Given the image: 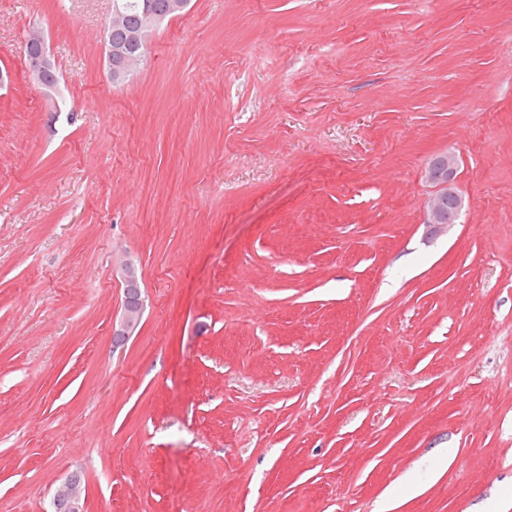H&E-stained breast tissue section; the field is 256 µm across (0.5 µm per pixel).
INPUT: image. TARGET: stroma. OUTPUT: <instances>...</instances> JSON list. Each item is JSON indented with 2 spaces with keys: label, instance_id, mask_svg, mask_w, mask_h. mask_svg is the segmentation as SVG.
Instances as JSON below:
<instances>
[{
  "label": "stroma",
  "instance_id": "1",
  "mask_svg": "<svg viewBox=\"0 0 512 512\" xmlns=\"http://www.w3.org/2000/svg\"><path fill=\"white\" fill-rule=\"evenodd\" d=\"M111 10L0 0V512H512V0ZM113 1V0H112ZM121 1L125 4L129 21L149 5L160 9H145L136 25L128 26ZM188 0H114L112 3V33L109 36L108 67L113 84L123 83L139 64L142 51L148 46L154 32L166 21L183 14ZM120 35V38L116 37ZM113 36V37H112ZM24 58L30 79L46 92H56L58 87L56 65L42 33L33 32L25 39ZM457 159L443 154L431 160L426 168L427 180L435 187L423 205V222L438 229L456 223L463 208V199L455 188ZM125 294L127 296L124 300L123 313L118 329L113 334L118 340H124L135 333L144 311V300L140 289L134 287L133 291L125 290ZM80 484L74 473L61 484L54 496V512H84Z\"/></svg>",
  "mask_w": 512,
  "mask_h": 512
}]
</instances>
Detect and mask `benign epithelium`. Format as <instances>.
Instances as JSON below:
<instances>
[{
    "label": "benign epithelium",
    "mask_w": 512,
    "mask_h": 512,
    "mask_svg": "<svg viewBox=\"0 0 512 512\" xmlns=\"http://www.w3.org/2000/svg\"><path fill=\"white\" fill-rule=\"evenodd\" d=\"M188 0H164L159 9L144 10L136 25L129 26L121 0L112 3V33L109 37L108 67L112 83H123L139 64L142 51L148 46L154 32L166 21L183 14ZM24 58L29 77L45 91H57L58 78L55 62L48 50L45 36L31 33L24 42ZM457 159L443 154L431 160L426 168L427 180L435 187L434 193L423 205V223L442 229L456 223L463 208V199L455 188ZM123 313L114 336L124 340L137 330L144 311L140 289L125 291ZM54 512H84L82 488L75 475H70L54 496Z\"/></svg>",
    "instance_id": "7a95c632"
}]
</instances>
